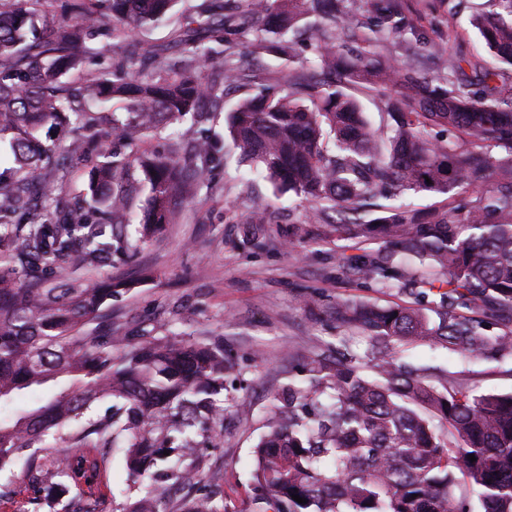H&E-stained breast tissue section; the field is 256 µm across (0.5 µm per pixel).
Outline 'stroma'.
<instances>
[{
  "label": "stroma",
  "instance_id": "stroma-1",
  "mask_svg": "<svg viewBox=\"0 0 512 512\" xmlns=\"http://www.w3.org/2000/svg\"><path fill=\"white\" fill-rule=\"evenodd\" d=\"M485 0H406L418 33L449 44L466 57H486V48L470 16ZM250 87L232 92L225 109L201 125H170L143 143L146 151L164 150L170 139L218 136L224 157L195 195L177 209L174 221L144 234L139 222L147 191L136 187L127 210L128 234L135 251L112 257L106 265L80 270L86 281H127L131 290L112 301L116 336H166L181 333L191 341L222 338L224 351L236 362L238 378L224 393V433L205 452V463L224 488L228 512H249L251 451L262 435L270 392L288 381L289 362H301L314 350L334 347L341 330L335 308L342 300H369L382 306L407 305L409 294L365 284L342 273L338 254L362 253L364 246L347 237L317 239L307 205L290 193L277 194L229 137L226 111ZM256 207L275 211L261 246L246 241L245 214ZM307 225L310 234L289 241L291 225ZM312 294L316 306L303 307ZM418 363L463 372L480 392L512 391V366L492 358L468 361L426 345L406 348ZM103 512H122L137 492L120 459L110 461L94 485ZM35 489L25 476L24 460L0 470V512H36Z\"/></svg>",
  "mask_w": 512,
  "mask_h": 512
}]
</instances>
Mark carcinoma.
Returning <instances> with one entry per match:
<instances>
[{
  "mask_svg": "<svg viewBox=\"0 0 512 512\" xmlns=\"http://www.w3.org/2000/svg\"><path fill=\"white\" fill-rule=\"evenodd\" d=\"M43 2L0 0V143L11 158L0 169V410H11L0 416V469L24 456L37 501L99 512L81 484L118 451L140 491L123 512H164L184 486L201 491L187 512H226L199 464L235 379L224 342L114 336L122 289L65 272L137 247L125 224L135 184L148 189L144 227L172 223L224 146L140 144L178 121L205 122L274 55L293 64L288 80L241 98L229 134L278 192L313 204L319 237L383 244L339 257L340 268L415 305L336 304L339 327L368 349L359 355L341 336L273 394L252 450L251 512H473L474 497L481 512H512V392L478 393L399 355L423 343L512 359V96L495 86L512 69V0H486L469 19L489 58L426 40L421 59L402 62L376 43L415 33L405 0L363 11L347 0H202L178 31L177 56L139 43L114 56L112 76L80 80L71 76L91 37L105 31L117 47L178 0H66L59 16ZM240 18L252 35L244 51L227 38ZM372 93L387 99L377 127L360 100ZM46 128L69 143L42 137ZM112 136L130 153L102 150ZM95 152L85 194L59 202L69 174L60 156ZM408 193L441 201L418 208ZM273 219L251 211L246 242L261 244ZM408 261L427 273L407 275ZM16 266L27 284L8 275ZM35 391L49 397L14 408ZM63 444L98 454L65 459Z\"/></svg>",
  "mask_w": 512,
  "mask_h": 512,
  "instance_id": "1",
  "label": "carcinoma"
}]
</instances>
